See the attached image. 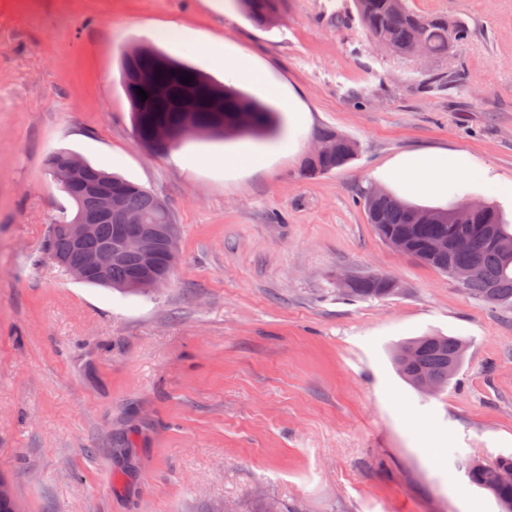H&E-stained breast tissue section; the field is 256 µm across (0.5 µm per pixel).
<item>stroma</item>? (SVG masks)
<instances>
[{
  "label": "stroma",
  "mask_w": 512,
  "mask_h": 512,
  "mask_svg": "<svg viewBox=\"0 0 512 512\" xmlns=\"http://www.w3.org/2000/svg\"><path fill=\"white\" fill-rule=\"evenodd\" d=\"M471 37L447 55L377 51L354 0H282L253 26L234 0H0V478L18 512H500L466 466L512 455V312L389 248L361 194L417 150L467 153L512 185V0H409ZM191 38L159 39L171 26ZM158 44L283 112L266 141L142 149L120 57ZM456 73L452 87H430ZM357 141L301 166L316 133ZM67 148L164 199L170 281L122 294L40 259L73 211L46 177ZM383 273L350 302L340 273ZM467 341L448 388L416 390L396 344ZM316 138H318V140L314 148L310 151V154L320 155L313 158L306 157L303 163V172L305 175L315 176L330 173L335 169L345 166L354 159L357 154L356 142L339 134L333 129H323L319 131ZM326 142L334 144L335 147L323 153L330 147Z\"/></svg>",
  "instance_id": "35a3bbf8"
}]
</instances>
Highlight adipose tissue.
<instances>
[{
    "label": "adipose tissue",
    "mask_w": 512,
    "mask_h": 512,
    "mask_svg": "<svg viewBox=\"0 0 512 512\" xmlns=\"http://www.w3.org/2000/svg\"><path fill=\"white\" fill-rule=\"evenodd\" d=\"M389 174L401 195L420 191L442 193L451 180L464 176H485L484 168L458 153H409L398 157L389 168Z\"/></svg>",
    "instance_id": "1"
}]
</instances>
